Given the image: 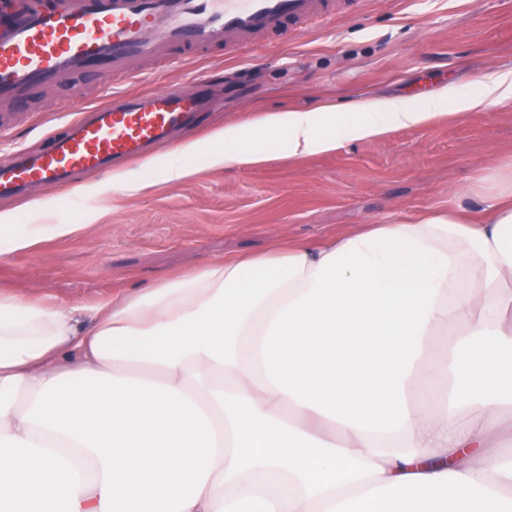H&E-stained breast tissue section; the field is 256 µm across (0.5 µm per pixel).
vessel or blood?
Masks as SVG:
<instances>
[{"label":"vessel or blood","instance_id":"vessel-or-blood-1","mask_svg":"<svg viewBox=\"0 0 512 512\" xmlns=\"http://www.w3.org/2000/svg\"><path fill=\"white\" fill-rule=\"evenodd\" d=\"M359 0H10L0 15V105L20 106L77 75L113 83V100L67 120L40 149L0 166V199L31 187L71 186L78 175L132 159L189 126L199 99L166 87L121 91L134 59L234 54L288 23L322 21Z\"/></svg>","mask_w":512,"mask_h":512}]
</instances>
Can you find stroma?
Segmentation results:
<instances>
[{
	"mask_svg": "<svg viewBox=\"0 0 512 512\" xmlns=\"http://www.w3.org/2000/svg\"><path fill=\"white\" fill-rule=\"evenodd\" d=\"M136 94L163 87L193 92L217 73L223 109L205 114L193 139L269 112L322 104L362 105L471 90L488 72L512 73V0H359L322 25L259 37L244 56L188 62H132ZM81 90V106L107 101L99 82L76 76L16 108L0 133V162L18 146L39 145L68 120L63 105ZM512 159V107L451 115L331 152L259 165L204 168L182 181L150 175L128 194L108 170L79 190L36 189L34 200H0L19 224H74L28 252L0 256V286L64 305H91L135 292L224 256L259 253L285 239L315 242L364 224L411 221L435 210L481 211L478 189Z\"/></svg>",
	"mask_w": 512,
	"mask_h": 512,
	"instance_id": "1",
	"label": "stroma"
}]
</instances>
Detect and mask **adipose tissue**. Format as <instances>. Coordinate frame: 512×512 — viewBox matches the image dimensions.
<instances>
[{"label": "adipose tissue", "instance_id": "adipose-tissue-1", "mask_svg": "<svg viewBox=\"0 0 512 512\" xmlns=\"http://www.w3.org/2000/svg\"><path fill=\"white\" fill-rule=\"evenodd\" d=\"M477 84L271 112L143 166L177 181L512 107V75ZM484 202L476 223L291 240L89 309L0 292V512H512V161ZM75 230L0 214V249Z\"/></svg>", "mask_w": 512, "mask_h": 512}]
</instances>
